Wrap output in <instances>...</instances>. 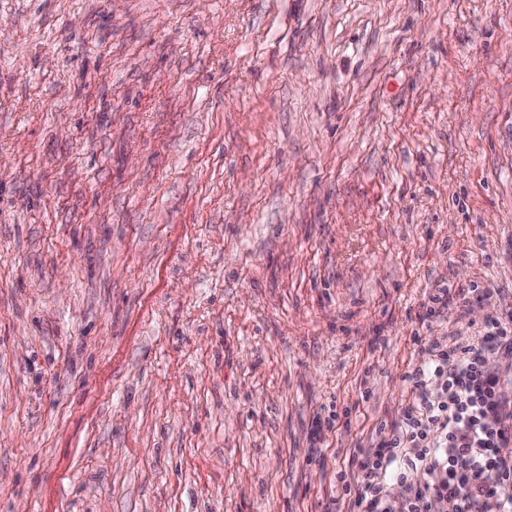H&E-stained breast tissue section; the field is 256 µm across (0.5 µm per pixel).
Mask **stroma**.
<instances>
[{"mask_svg": "<svg viewBox=\"0 0 512 512\" xmlns=\"http://www.w3.org/2000/svg\"><path fill=\"white\" fill-rule=\"evenodd\" d=\"M504 308L512 0H0V512H326Z\"/></svg>", "mask_w": 512, "mask_h": 512, "instance_id": "stroma-1", "label": "stroma"}]
</instances>
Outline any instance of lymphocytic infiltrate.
I'll return each mask as SVG.
<instances>
[{
    "label": "lymphocytic infiltrate",
    "instance_id": "lymphocytic-infiltrate-1",
    "mask_svg": "<svg viewBox=\"0 0 512 512\" xmlns=\"http://www.w3.org/2000/svg\"><path fill=\"white\" fill-rule=\"evenodd\" d=\"M429 361L408 372L411 395L390 438L355 459L353 512H512V378L494 359L512 358V310L487 320L477 342L428 348ZM428 475L407 481L411 470ZM405 484L399 505L387 486Z\"/></svg>",
    "mask_w": 512,
    "mask_h": 512
}]
</instances>
